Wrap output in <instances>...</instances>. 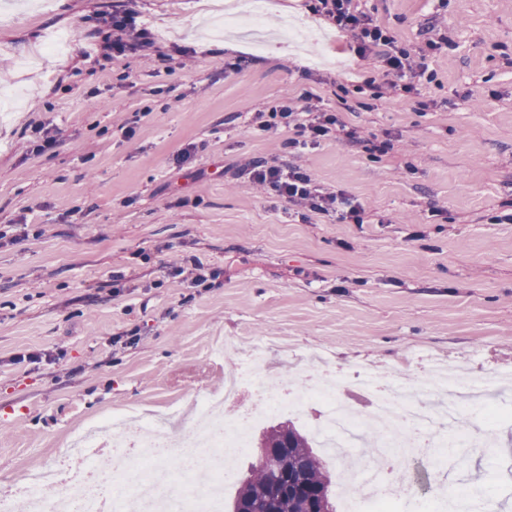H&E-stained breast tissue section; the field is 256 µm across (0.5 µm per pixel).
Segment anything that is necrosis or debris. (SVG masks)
I'll return each instance as SVG.
<instances>
[{"label":"necrosis or debris","mask_w":512,"mask_h":512,"mask_svg":"<svg viewBox=\"0 0 512 512\" xmlns=\"http://www.w3.org/2000/svg\"><path fill=\"white\" fill-rule=\"evenodd\" d=\"M257 371L256 358H249L240 376L229 381L220 397L201 396L197 402L200 415L207 420L204 436L187 435L173 440L167 432L146 424L136 413L128 411L113 415L105 426L112 435L100 441L96 431H88L83 438L84 450L77 457V469L67 479H60L57 471L40 473L43 481H64L61 512H138L143 504H151L156 512H222L221 490L231 476L233 457L248 450L247 435L250 428L273 414L296 413L304 404L320 401L327 411L316 434L326 436L343 453L356 455V441L364 426L381 422L385 430L377 442L389 458H406L411 450L412 434L422 436L430 447L436 448L435 462L447 463V450L472 444L473 439L464 435L456 426L459 409L456 402H449L443 414L429 411L416 402L417 392L440 393L458 387L457 377L433 374L420 387L411 391L398 383L383 381L381 375L371 370L358 373L355 379L344 374L328 375L320 371L303 378L298 389L282 393H260L257 402L249 407L238 406L234 415H224L223 409L235 400L240 389L252 384ZM356 395L368 396L370 411L362 415L347 410L344 397L347 390ZM179 443L185 454L195 461L198 469L209 470L212 480L208 485L185 484L177 499H169L167 486L170 472L163 456L164 448ZM106 449L119 455L126 475L113 479L108 490H100L99 481L105 474L103 466L94 459V453ZM388 473L364 469L358 477V491L348 497L346 512H399L397 500L388 495Z\"/></svg>","instance_id":"necrosis-or-debris-1"}]
</instances>
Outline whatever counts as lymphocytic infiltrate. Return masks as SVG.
Masks as SVG:
<instances>
[{"mask_svg":"<svg viewBox=\"0 0 512 512\" xmlns=\"http://www.w3.org/2000/svg\"><path fill=\"white\" fill-rule=\"evenodd\" d=\"M305 7L348 37L349 48L356 55L363 57L381 52L384 81L380 84L371 79L366 82L375 98L411 93L415 88V78L424 75L423 61L397 46L393 35L360 8L356 0H305ZM100 20L108 29L102 45L105 55L122 57L152 43L151 34L137 12L116 5L111 12L101 14ZM250 125L260 134L280 126L295 132L294 138L288 141L295 157L294 163L278 165L264 159H253L240 167V176L254 189L285 198L309 212L335 217L340 223H363L361 204L343 191L324 190L302 164L307 150L322 140L342 137L355 140V130L349 128L338 113L322 112L309 104L300 107L282 105L273 108L267 119L251 118Z\"/></svg>","mask_w":512,"mask_h":512,"instance_id":"1","label":"lymphocytic infiltrate"}]
</instances>
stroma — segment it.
Here are the masks:
<instances>
[{
	"mask_svg": "<svg viewBox=\"0 0 512 512\" xmlns=\"http://www.w3.org/2000/svg\"><path fill=\"white\" fill-rule=\"evenodd\" d=\"M112 2L9 0L0 15V512H23L34 473L108 414L193 426L195 396L223 394L258 347L267 391L324 365L512 377V223L491 221L512 211V0H363L411 52L446 38L414 92L375 101L362 85L382 78L380 54L357 57L302 0H266L265 26L299 19L318 39L263 50L232 24L214 35L207 0H121L154 43L106 60L96 14ZM69 32L66 51L22 67ZM306 94L359 132L304 164L363 223L301 214L237 176L292 159L291 130L256 134L243 113ZM38 126L56 140L41 153ZM177 255L217 270L214 287L173 279ZM132 330L137 343L111 346ZM26 352L46 359L11 364ZM461 414L478 441L455 469L421 449L433 485L481 484L512 512V395Z\"/></svg>",
	"mask_w": 512,
	"mask_h": 512,
	"instance_id": "35a3bbf8",
	"label": "stroma"
}]
</instances>
